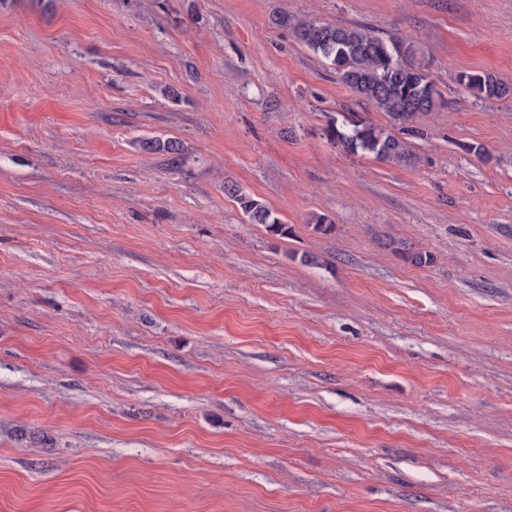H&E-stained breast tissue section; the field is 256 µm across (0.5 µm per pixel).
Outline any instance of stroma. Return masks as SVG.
Returning a JSON list of instances; mask_svg holds the SVG:
<instances>
[{
    "label": "stroma",
    "instance_id": "35a3bbf8",
    "mask_svg": "<svg viewBox=\"0 0 512 512\" xmlns=\"http://www.w3.org/2000/svg\"><path fill=\"white\" fill-rule=\"evenodd\" d=\"M298 18L414 43L413 166L327 140L366 111ZM476 70L512 84V0L0 7V512H512V98ZM459 83L475 101L512 97V84L501 81L485 71H471L459 75ZM224 192L237 200L248 223L259 224L272 235H288V224H283L262 201L243 193L234 183L224 185Z\"/></svg>",
    "mask_w": 512,
    "mask_h": 512
}]
</instances>
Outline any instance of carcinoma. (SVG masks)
<instances>
[{"instance_id":"obj_1","label":"carcinoma","mask_w":512,"mask_h":512,"mask_svg":"<svg viewBox=\"0 0 512 512\" xmlns=\"http://www.w3.org/2000/svg\"><path fill=\"white\" fill-rule=\"evenodd\" d=\"M293 27L299 41L312 53L327 60L341 82L363 102L388 115L392 127H383L367 118L355 116L341 122L332 121L324 129L327 139L350 154L372 155L398 165L416 161L410 146L393 128H405L420 116L441 106V94L421 63L413 45L391 38L375 36L363 25H342L296 20ZM459 83L476 101L512 97V84L485 71L459 75ZM144 147L179 155L183 145L176 140L149 141ZM225 194L235 198L248 223L259 224L276 236L288 235V225L274 215L262 201L243 193L234 184L224 186ZM395 253L415 266L433 262L431 254L403 245Z\"/></svg>"}]
</instances>
